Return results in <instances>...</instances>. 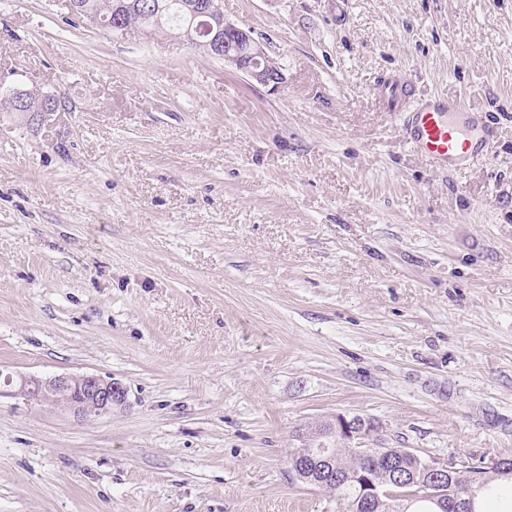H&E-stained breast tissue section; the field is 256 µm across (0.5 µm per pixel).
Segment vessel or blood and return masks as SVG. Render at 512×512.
Masks as SVG:
<instances>
[{"label": "vessel or blood", "instance_id": "obj_1", "mask_svg": "<svg viewBox=\"0 0 512 512\" xmlns=\"http://www.w3.org/2000/svg\"><path fill=\"white\" fill-rule=\"evenodd\" d=\"M381 100L384 111L398 119L405 143L438 170L459 168L467 156L482 157L494 138L484 115L468 111L459 98L442 94L414 97L403 79L385 80Z\"/></svg>", "mask_w": 512, "mask_h": 512}]
</instances>
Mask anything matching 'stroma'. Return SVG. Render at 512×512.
Instances as JSON below:
<instances>
[{"instance_id":"35a3bbf8","label":"stroma","mask_w":512,"mask_h":512,"mask_svg":"<svg viewBox=\"0 0 512 512\" xmlns=\"http://www.w3.org/2000/svg\"><path fill=\"white\" fill-rule=\"evenodd\" d=\"M222 0L278 90L65 0H0V371L122 382L77 419L0 395V512H336L297 426L512 454V0ZM486 112L441 172L373 92Z\"/></svg>"}]
</instances>
